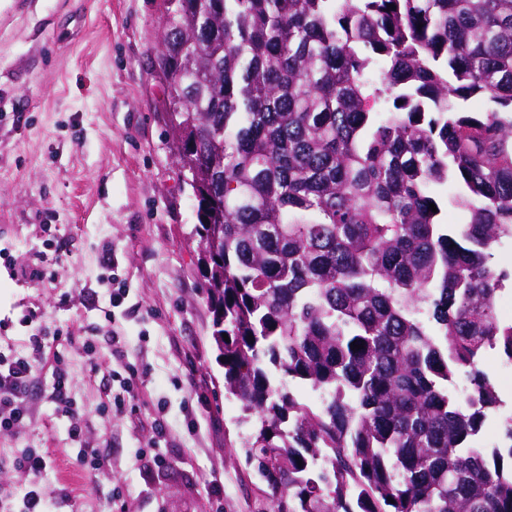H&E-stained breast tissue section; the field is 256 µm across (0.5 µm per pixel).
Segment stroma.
I'll list each match as a JSON object with an SVG mask.
<instances>
[{
	"label": "stroma",
	"mask_w": 512,
	"mask_h": 512,
	"mask_svg": "<svg viewBox=\"0 0 512 512\" xmlns=\"http://www.w3.org/2000/svg\"><path fill=\"white\" fill-rule=\"evenodd\" d=\"M166 17L167 0H0V352L30 355L35 368L26 424L0 430V512H24L32 489L49 512L272 506L239 456L250 426L224 392L212 341L196 201L157 65ZM41 261L51 275L32 282L24 270ZM119 286L127 296L110 307ZM37 332L50 339L40 357L28 347ZM57 355L71 373L76 440L53 397ZM122 364L134 396L113 413L104 405ZM481 368L503 401L479 433L489 448L512 417V375L493 350ZM159 419L162 467L140 455ZM82 447L96 451V469L77 463ZM29 448L46 454L42 472L14 465Z\"/></svg>",
	"instance_id": "stroma-1"
}]
</instances>
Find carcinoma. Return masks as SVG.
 Segmentation results:
<instances>
[{"mask_svg":"<svg viewBox=\"0 0 512 512\" xmlns=\"http://www.w3.org/2000/svg\"><path fill=\"white\" fill-rule=\"evenodd\" d=\"M168 2L212 338L273 512H512V417L475 443L481 359L512 362V0Z\"/></svg>","mask_w":512,"mask_h":512,"instance_id":"cac0c4a2","label":"carcinoma"}]
</instances>
